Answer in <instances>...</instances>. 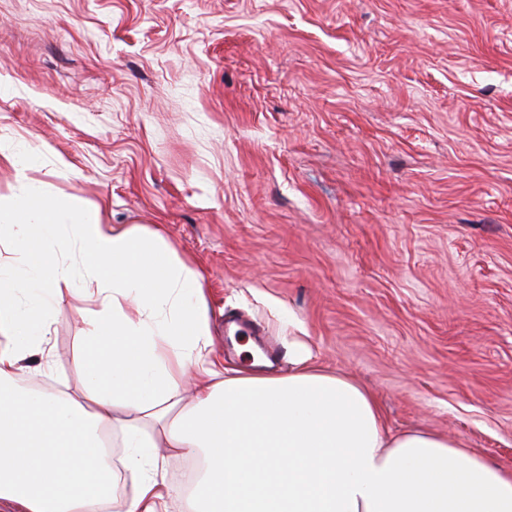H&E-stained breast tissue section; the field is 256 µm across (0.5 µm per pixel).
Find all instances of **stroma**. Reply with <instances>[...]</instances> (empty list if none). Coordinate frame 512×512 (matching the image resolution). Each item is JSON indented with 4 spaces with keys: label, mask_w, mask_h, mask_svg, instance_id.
Masks as SVG:
<instances>
[{
    "label": "stroma",
    "mask_w": 512,
    "mask_h": 512,
    "mask_svg": "<svg viewBox=\"0 0 512 512\" xmlns=\"http://www.w3.org/2000/svg\"><path fill=\"white\" fill-rule=\"evenodd\" d=\"M0 196L160 231L210 360L302 355L512 468V0H0ZM83 324L49 369L78 391Z\"/></svg>",
    "instance_id": "obj_1"
}]
</instances>
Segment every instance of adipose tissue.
<instances>
[{
	"mask_svg": "<svg viewBox=\"0 0 512 512\" xmlns=\"http://www.w3.org/2000/svg\"><path fill=\"white\" fill-rule=\"evenodd\" d=\"M19 262L0 266V503L107 512L105 437L127 450L124 512H161L168 457H202L190 512H512V469L458 440L388 430L375 398L301 359L285 375L221 376L204 357V281L160 233L106 223L21 179L0 199ZM71 294L85 325L76 394L27 387ZM194 394L184 400L183 384Z\"/></svg>",
	"mask_w": 512,
	"mask_h": 512,
	"instance_id": "adipose-tissue-1",
	"label": "adipose tissue"
}]
</instances>
